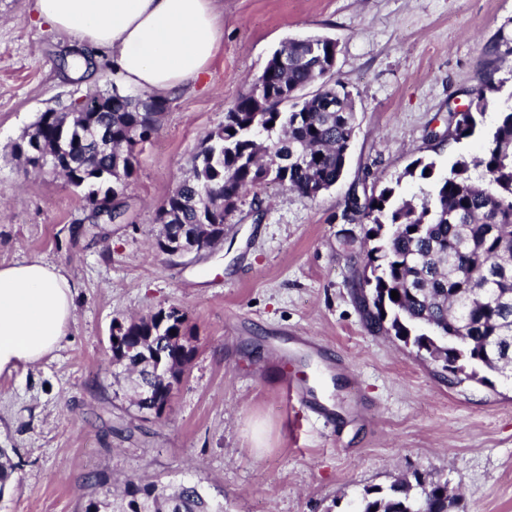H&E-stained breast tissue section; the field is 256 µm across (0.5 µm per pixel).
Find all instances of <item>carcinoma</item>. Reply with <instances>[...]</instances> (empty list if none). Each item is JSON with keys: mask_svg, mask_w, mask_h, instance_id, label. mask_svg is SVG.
<instances>
[{"mask_svg": "<svg viewBox=\"0 0 512 512\" xmlns=\"http://www.w3.org/2000/svg\"><path fill=\"white\" fill-rule=\"evenodd\" d=\"M337 45L289 40L281 44L262 73L225 113L224 126L210 133L196 154L192 176L163 201L171 218L161 221L162 239L173 243L186 230L209 246L217 243L212 225L239 198L269 183L314 200L336 183L345 168L346 148L356 131L351 93L334 79L328 58ZM480 84L464 110L448 111L446 132L455 141L484 128L489 95L502 87L495 78L512 58V36L503 33L483 52ZM311 86L316 91L308 95ZM85 112H46L32 136L16 151L27 165L62 174L83 201L102 199L122 206L137 146L156 132L167 101L147 92L131 96L117 85L86 94ZM111 139L100 148L92 135ZM45 156L33 163L32 150ZM435 162L416 160L403 176L425 183L410 199L385 187L347 207L368 224L357 297L369 327L402 337L419 357L442 362L463 359L482 369L480 351L488 344L509 350L512 366V111L488 129L480 154L462 156L443 177ZM397 291L399 299L391 297ZM124 342L141 351L111 364L148 392L133 391L141 414H152L180 382L182 367L195 350L185 314L176 307L119 324ZM168 363L155 372L153 356ZM15 465L0 451V497L13 481ZM88 482L94 491L82 512H198L207 500L196 485L175 489L128 478L119 489L104 473ZM360 512H448V482L421 475L367 488Z\"/></svg>", "mask_w": 512, "mask_h": 512, "instance_id": "cac0c4a2", "label": "carcinoma"}]
</instances>
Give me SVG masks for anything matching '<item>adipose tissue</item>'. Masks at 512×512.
<instances>
[{"instance_id": "ef3b65f1", "label": "adipose tissue", "mask_w": 512, "mask_h": 512, "mask_svg": "<svg viewBox=\"0 0 512 512\" xmlns=\"http://www.w3.org/2000/svg\"><path fill=\"white\" fill-rule=\"evenodd\" d=\"M36 9L56 29L110 50L124 84L162 99L203 75L218 48L215 0H36ZM77 288L39 259L0 265V376L57 348Z\"/></svg>"}]
</instances>
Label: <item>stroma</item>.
<instances>
[{"instance_id":"1","label":"stroma","mask_w":512,"mask_h":512,"mask_svg":"<svg viewBox=\"0 0 512 512\" xmlns=\"http://www.w3.org/2000/svg\"><path fill=\"white\" fill-rule=\"evenodd\" d=\"M220 38L203 80L168 97L139 146L112 224H93L79 193L12 149L37 116L117 80L61 68L80 42L40 19L35 0H0V265L41 259L79 283L75 317L41 362L0 377V448L17 469L0 512H81L86 476L199 484L224 512H359L371 487L419 474L447 479L453 512H512V380L448 386L431 361L372 332L353 279L366 226L349 193L395 186L416 159L437 174L482 149L445 135L448 111L479 84L482 53L512 35V0H218ZM336 40L335 71L357 131L343 177L310 200L271 184L224 218V242L199 259L156 241L158 207L190 174L209 133L280 43ZM179 308L196 353L163 419L143 417L109 363L113 322ZM342 361L354 383L308 366L342 427L292 424L274 351L299 338Z\"/></svg>"}]
</instances>
